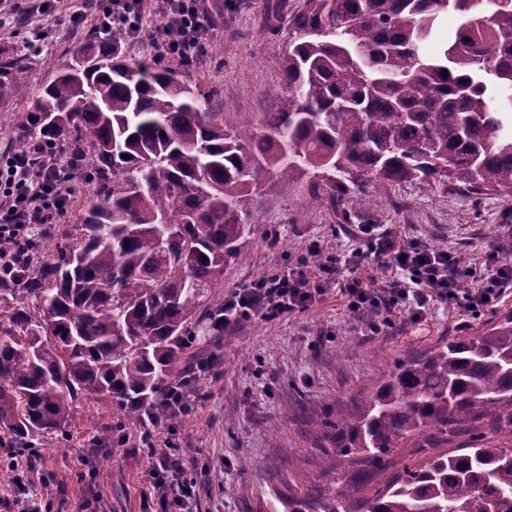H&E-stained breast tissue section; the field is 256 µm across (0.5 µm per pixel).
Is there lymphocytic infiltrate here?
Returning a JSON list of instances; mask_svg holds the SVG:
<instances>
[{
    "mask_svg": "<svg viewBox=\"0 0 512 512\" xmlns=\"http://www.w3.org/2000/svg\"><path fill=\"white\" fill-rule=\"evenodd\" d=\"M167 22L152 34L155 56L160 60L194 65L206 52L215 30L213 17L201 0H162ZM83 9L72 17L80 25L94 19L99 33L121 29L134 34L141 29L143 0H83ZM75 156L66 143L31 139L17 150L0 154V274L9 273L21 262L31 260L36 243L32 237L37 224L56 223L72 196L69 170ZM371 253L387 257L403 272L402 280L374 288L357 272L342 275L339 257H320L315 275H308L307 260L286 270H273L258 280L241 285L224 299L225 321L261 316L274 320L305 309L325 285L342 280V293L355 312L384 315L403 309L418 317L430 303L461 305L477 313L491 306L502 289L512 286V258L491 256L478 288H461V268L456 254L439 250L394 232L374 234L371 225H362ZM142 440L151 446L148 466L150 485L161 512H188L195 494V481L166 452L153 449L152 433Z\"/></svg>",
    "mask_w": 512,
    "mask_h": 512,
    "instance_id": "1",
    "label": "lymphocytic infiltrate"
}]
</instances>
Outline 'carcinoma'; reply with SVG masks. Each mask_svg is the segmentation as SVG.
Here are the masks:
<instances>
[{"label":"carcinoma","instance_id":"1","mask_svg":"<svg viewBox=\"0 0 512 512\" xmlns=\"http://www.w3.org/2000/svg\"><path fill=\"white\" fill-rule=\"evenodd\" d=\"M448 13L454 36L425 54ZM291 29L263 134L225 125L180 66L126 62L120 31L91 32L32 99L28 134L75 132L69 177L97 190L79 239L62 231L39 267L0 279L9 443L65 431L91 397L132 425L173 422L163 395L224 311L208 293L255 228L261 176L311 173L332 199L349 183L384 193L415 180L512 191V0H304ZM1 70L0 104L29 96L22 68L6 57ZM158 215L177 232L167 247ZM330 427L353 466L381 475L395 454L411 459L369 493L359 471L270 512H512V317L398 363Z\"/></svg>","mask_w":512,"mask_h":512}]
</instances>
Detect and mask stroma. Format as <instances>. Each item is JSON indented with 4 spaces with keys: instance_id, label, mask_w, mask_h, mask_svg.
Returning <instances> with one entry per match:
<instances>
[{
    "instance_id": "35a3bbf8",
    "label": "stroma",
    "mask_w": 512,
    "mask_h": 512,
    "mask_svg": "<svg viewBox=\"0 0 512 512\" xmlns=\"http://www.w3.org/2000/svg\"><path fill=\"white\" fill-rule=\"evenodd\" d=\"M81 0H55L49 11L13 14L0 28V49L26 68L31 95L55 76L54 65L84 44L93 22L73 25ZM216 20L207 53L183 70L190 86L211 95L213 111L230 122H260L273 111L272 95L282 80L289 21L303 0H202ZM50 29L44 41L33 34ZM321 181L308 176L285 183L262 178L253 199L258 223L242 245L241 260L224 269L225 296L242 284L294 265L317 247L350 257L361 243L355 224L391 228L406 238L465 256L476 288L488 254L512 256V192L472 194L438 181L395 184L384 194L348 186L336 200H316ZM94 189L73 185L60 224H40L39 242L58 229L80 237L78 219ZM512 316V287L493 306L473 314L460 306L435 304L420 321L406 311L372 331L368 316L350 310L336 285L308 308L266 320L255 316L221 331L201 327L187 357L214 359L189 391L193 412L177 424L167 451L197 479L196 512H264L271 493H310L339 477L329 465L338 450L330 439L337 413H352L375 391L397 362L434 350L442 342L481 335ZM107 426L113 442L94 448L93 427ZM143 430L122 420L110 401L81 402L66 431L42 438L30 475L38 504L65 512H159L144 472L148 450Z\"/></svg>"
}]
</instances>
